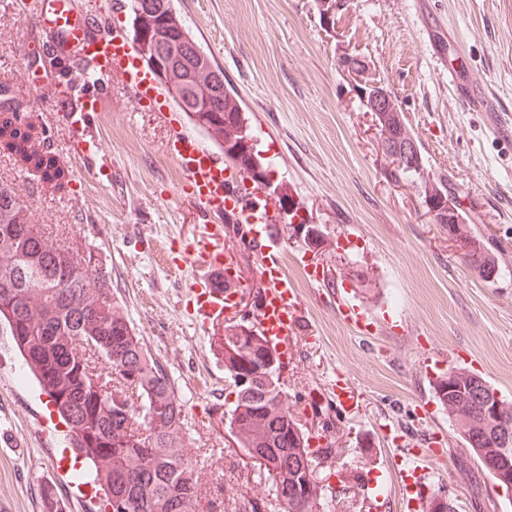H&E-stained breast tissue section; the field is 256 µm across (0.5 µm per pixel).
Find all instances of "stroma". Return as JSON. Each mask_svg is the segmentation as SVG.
<instances>
[{"label":"stroma","instance_id":"stroma-1","mask_svg":"<svg viewBox=\"0 0 512 512\" xmlns=\"http://www.w3.org/2000/svg\"><path fill=\"white\" fill-rule=\"evenodd\" d=\"M194 37L223 71L271 163L322 234L318 283L298 275L306 246L278 225L294 274L304 322L283 354L284 389L311 436L335 438V468L357 475L358 495L336 512H407L397 448L382 434L397 427L423 449L436 438L422 497L452 500L457 512H512L464 447L438 402L432 376L462 367L512 402V139L497 136L483 113L459 106L449 67L483 85L512 115V0H348L333 24L320 22L315 0H174ZM44 34L26 21L18 0H0V85L21 115L44 131L45 145L73 172L57 192L0 150V181L19 187L46 231H62L100 258L116 303L157 357L180 398L210 490L199 512H269L266 473L239 448L224 413L234 401L214 339L253 319L263 283L244 242L225 230L242 301L223 316L197 317L189 302L197 275L179 261L202 243L207 216L163 150L164 114L134 105L119 74L98 86L92 114L98 150L85 159L56 121L70 86L47 67L33 73ZM366 64L404 112L430 175L448 181L470 224L496 251L498 279L485 280L455 253L433 224L413 180L391 176L373 113L339 61ZM363 271L362 285L342 279ZM371 311L376 323L355 331L338 316L335 290ZM354 386L356 408L333 403L335 373ZM52 405L25 375L0 335V503L8 512H42L39 490L61 457L41 438L36 419ZM380 499H373V489Z\"/></svg>","mask_w":512,"mask_h":512}]
</instances>
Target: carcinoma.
I'll return each mask as SVG.
<instances>
[{
	"label": "carcinoma",
	"instance_id": "cac0c4a2",
	"mask_svg": "<svg viewBox=\"0 0 512 512\" xmlns=\"http://www.w3.org/2000/svg\"><path fill=\"white\" fill-rule=\"evenodd\" d=\"M130 40L135 49L148 41L142 56L152 62L196 72L202 103L178 99L166 81L161 88L177 101L210 139L224 160L254 181L267 171L257 136L238 98L224 87V72L209 58L183 21L172 22L174 0H126ZM20 105L0 91V149L25 171L61 191L73 174L44 147L34 126L19 117ZM393 109L377 117L379 138L393 153L413 139L408 124L389 123ZM397 177L419 179L420 195L432 220L449 226L456 250L483 278L499 269L497 256L466 222L448 224V181L433 178L423 164L406 162L392 170ZM0 325L21 352L27 367L69 426L71 446L89 461L104 492L101 512L122 501L126 512H197L199 480L183 404L143 337L112 299V283L90 253L80 257L36 229L31 207L15 188L0 182ZM236 355L224 353V370L232 381L256 378V394L236 389L228 412L229 428L239 447L272 477L282 512H308L302 500L324 499L330 485L316 465L332 449L310 446V435L289 411L280 376L258 374L263 359L280 361L254 325L233 333ZM496 389L465 368H450L435 393L479 464L500 454L512 457V440L497 430L512 428V403L491 406L477 401V390Z\"/></svg>",
	"mask_w": 512,
	"mask_h": 512
}]
</instances>
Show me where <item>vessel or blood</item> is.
Masks as SVG:
<instances>
[{
    "label": "vessel or blood",
    "instance_id": "1",
    "mask_svg": "<svg viewBox=\"0 0 512 512\" xmlns=\"http://www.w3.org/2000/svg\"><path fill=\"white\" fill-rule=\"evenodd\" d=\"M97 10L69 14L60 6V0H48L45 7L29 15L34 26L50 30L55 46L61 51H76L80 59L73 62L72 71L82 90L70 95L60 104V119L71 136L82 147L86 156L97 150V139L91 125V113L86 109L84 92L90 78L105 80L120 74L129 87L135 102L154 98L155 81L152 73L139 64L126 36L118 32H103L98 28ZM448 82L460 104L469 110L485 113L488 123L502 136L512 138V118L504 116L493 105L485 89L471 84L456 68H449ZM170 134L163 151L178 165L186 183L191 186V197L204 213L234 212L249 244L258 254L264 290L255 325L264 336L267 346L280 351L289 335L299 324L297 290L284 268L281 243L272 228L276 212L264 205L260 191L228 164L219 161L196 138L185 133L177 118H169ZM223 225H214L209 246L195 251L192 262L198 268L191 293L197 315H223L231 301L223 288L224 270L235 258L226 254L221 240ZM337 310L342 320L356 327L368 322V311L351 302L346 295H338Z\"/></svg>",
    "mask_w": 512,
    "mask_h": 512
}]
</instances>
